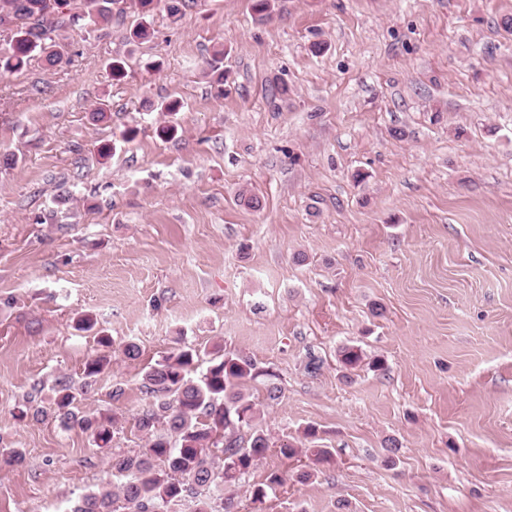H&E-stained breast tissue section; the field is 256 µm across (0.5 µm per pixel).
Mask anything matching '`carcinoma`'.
I'll list each match as a JSON object with an SVG mask.
<instances>
[{
    "instance_id": "1",
    "label": "carcinoma",
    "mask_w": 512,
    "mask_h": 512,
    "mask_svg": "<svg viewBox=\"0 0 512 512\" xmlns=\"http://www.w3.org/2000/svg\"><path fill=\"white\" fill-rule=\"evenodd\" d=\"M0 0V29L12 34L11 43L0 46V76L20 70L32 56H42L50 65L65 58L62 31L80 20L91 31L112 26L121 15L123 0ZM340 361L354 369L362 361L361 350L346 346ZM201 351L183 346L148 367L142 387L150 398L137 417L139 432L148 438L136 456L112 459V475L119 481L82 496L68 512H168L183 501L194 502V512H217L211 500L198 498V489L214 487L220 510L231 512L232 501L224 489L238 482L269 448L266 436L253 432L241 444V432L252 428L254 407L243 392L245 380L255 377L254 362L242 355L220 354L210 359L205 373L189 377ZM103 354L87 363L84 384L77 388L66 377L57 379L55 413L67 428L79 427L104 445L112 439L115 417L87 414L80 410V396L109 365ZM167 433H157V426ZM175 441H170L169 436Z\"/></svg>"
}]
</instances>
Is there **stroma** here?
Masks as SVG:
<instances>
[{
	"mask_svg": "<svg viewBox=\"0 0 512 512\" xmlns=\"http://www.w3.org/2000/svg\"><path fill=\"white\" fill-rule=\"evenodd\" d=\"M510 19L512 0H270L264 21L252 0L177 19L159 0L138 46L130 8L66 28L67 63L0 77L18 159L0 165V448L25 452L0 468V512H65L111 482L146 446V367L183 344L259 371L245 391L270 447L235 512H512ZM83 313L113 341L80 404L116 416L103 447L51 404L98 352Z\"/></svg>",
	"mask_w": 512,
	"mask_h": 512,
	"instance_id": "35a3bbf8",
	"label": "stroma"
}]
</instances>
